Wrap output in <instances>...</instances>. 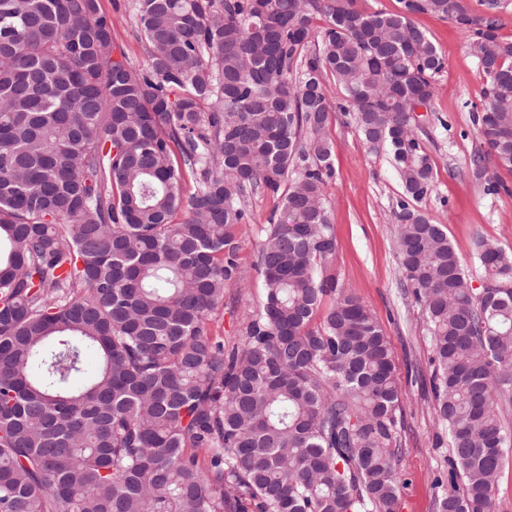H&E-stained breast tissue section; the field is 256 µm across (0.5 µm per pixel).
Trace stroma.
Here are the masks:
<instances>
[{
	"mask_svg": "<svg viewBox=\"0 0 512 512\" xmlns=\"http://www.w3.org/2000/svg\"><path fill=\"white\" fill-rule=\"evenodd\" d=\"M132 4L133 0H99L101 12L112 20L117 52L130 66L141 68L148 44L135 23ZM415 21L444 59V68L435 77V94L414 127L434 177L432 192L417 207L432 223L444 226L477 287L481 277L472 255L476 236L512 254V169L490 162L483 174L473 171L474 155L486 151L471 122L472 113L486 102V79L468 50V33L432 14L418 15ZM327 130L334 172L324 193L336 239L327 272L375 314L393 351L403 393L392 442L403 483L399 512H435L434 481L448 469V436L434 412L425 318L411 290L404 287L397 258L393 211L404 196L402 183L390 155L369 151L350 117L333 108ZM490 181L504 184V191L487 193ZM246 209L250 220L237 229L243 279L226 286L223 305L207 323L209 334L230 346L243 342L246 318L262 299L258 243L262 227L282 204L257 193L249 196Z\"/></svg>",
	"mask_w": 512,
	"mask_h": 512,
	"instance_id": "obj_1",
	"label": "stroma"
}]
</instances>
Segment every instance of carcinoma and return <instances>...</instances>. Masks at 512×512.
Returning <instances> with one entry per match:
<instances>
[{
    "label": "carcinoma",
    "mask_w": 512,
    "mask_h": 512,
    "mask_svg": "<svg viewBox=\"0 0 512 512\" xmlns=\"http://www.w3.org/2000/svg\"><path fill=\"white\" fill-rule=\"evenodd\" d=\"M399 3L135 0L149 52L133 69L98 0H0V512H398L391 347L320 275L336 251L327 77L402 182L399 259L451 451L437 512H493L512 451V256L476 236L473 287L410 204L433 188L412 104L444 68L415 16L470 32L487 78L479 160L510 168L512 42L504 0ZM256 192L284 219L259 242L262 303L227 348L207 321L239 276Z\"/></svg>",
    "instance_id": "carcinoma-1"
}]
</instances>
